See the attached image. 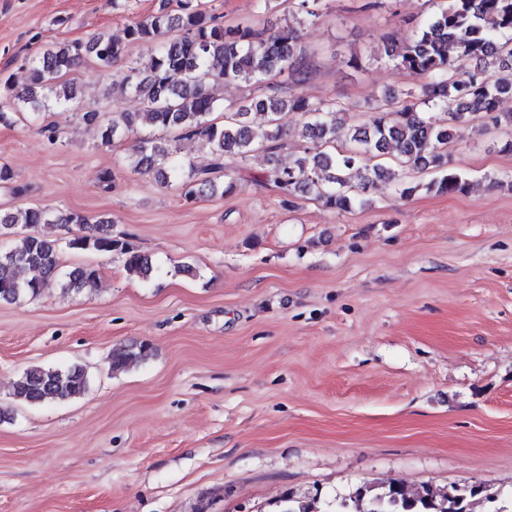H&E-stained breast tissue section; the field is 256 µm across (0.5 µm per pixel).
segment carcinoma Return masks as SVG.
Here are the masks:
<instances>
[{"label": "carcinoma", "mask_w": 512, "mask_h": 512, "mask_svg": "<svg viewBox=\"0 0 512 512\" xmlns=\"http://www.w3.org/2000/svg\"><path fill=\"white\" fill-rule=\"evenodd\" d=\"M321 0H291L289 18L266 28L226 26L204 0H160L158 9L128 28L126 40L139 43L149 53L146 69L127 67L112 82V94L134 93L140 112L112 113L105 119L91 108L83 120L100 130L101 142L142 124L163 133L201 140L212 148V163L198 168L181 162L167 139L146 136L131 155V167L173 184L187 201L236 190L226 174L229 158L244 165L261 152L268 167L265 180L272 183L292 206L298 193H306L323 207L345 212L365 203L364 195L379 180L398 182L399 195L409 198L420 188L439 194H462L467 179L448 167L450 123L469 116L496 126H512V113L500 103L512 98V79L498 72L512 69V0H442L428 22L414 30L409 40L393 34L381 36L379 56L423 79L419 89L387 90L369 107L348 146L336 147L339 116L349 112L333 98L312 100L303 95L261 93L228 110L221 107L217 88L239 82L262 89L272 73L288 72L292 81L308 73L301 41L306 22L318 17ZM125 54L124 42L104 33L87 41L74 40L46 47L39 55L21 59L30 83L18 90L3 84L0 125L10 126L24 113L51 108L66 109L77 97V86L66 79L85 63L110 71ZM264 120L252 124V111ZM224 112V120L213 117ZM298 117L301 150L292 165L278 163L277 153L288 136V114ZM404 171L429 170L435 177L424 185L405 183L383 159ZM43 224L75 225L80 233L68 240L74 250L124 255L126 271L148 280L154 271L148 256L112 235V222L95 223L75 212L53 214L40 207L0 213V301L36 297L52 283L65 290L91 288L97 272L89 266L62 270L57 241L39 231ZM35 276L22 279L19 272ZM145 354V346H123L108 356L113 372L123 371ZM87 373L78 366L28 368L13 385L12 397L31 405L66 401L85 394ZM495 503L498 495L484 483L451 486L443 493L429 488L411 492L399 483L364 484L350 501L328 504L330 512H474L479 502Z\"/></svg>", "instance_id": "carcinoma-1"}]
</instances>
